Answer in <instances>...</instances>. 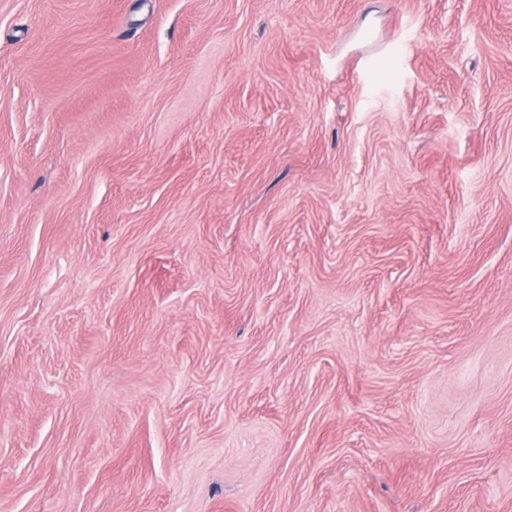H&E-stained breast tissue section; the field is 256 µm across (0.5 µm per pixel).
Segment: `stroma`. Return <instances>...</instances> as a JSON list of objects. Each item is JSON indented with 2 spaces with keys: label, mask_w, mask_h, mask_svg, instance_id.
Instances as JSON below:
<instances>
[{
  "label": "stroma",
  "mask_w": 512,
  "mask_h": 512,
  "mask_svg": "<svg viewBox=\"0 0 512 512\" xmlns=\"http://www.w3.org/2000/svg\"><path fill=\"white\" fill-rule=\"evenodd\" d=\"M0 512H512V0H0Z\"/></svg>",
  "instance_id": "obj_1"
}]
</instances>
